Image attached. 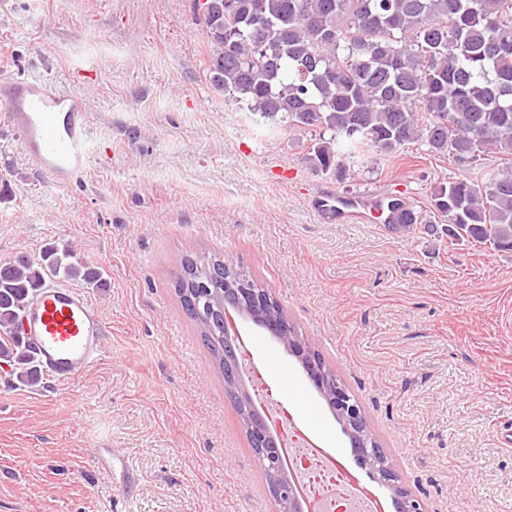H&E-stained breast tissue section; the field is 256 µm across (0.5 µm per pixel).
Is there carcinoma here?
<instances>
[{
    "label": "carcinoma",
    "instance_id": "carcinoma-1",
    "mask_svg": "<svg viewBox=\"0 0 512 512\" xmlns=\"http://www.w3.org/2000/svg\"><path fill=\"white\" fill-rule=\"evenodd\" d=\"M207 43L206 78L224 100L310 133L306 160L336 176L371 152L419 142L467 171L482 154L512 153V0H193ZM432 206L458 235L512 251V160L437 187ZM221 257L185 254L200 275L175 285L182 307L224 368ZM95 286L100 273L70 246L0 265V364L39 380L16 334L47 277Z\"/></svg>",
    "mask_w": 512,
    "mask_h": 512
}]
</instances>
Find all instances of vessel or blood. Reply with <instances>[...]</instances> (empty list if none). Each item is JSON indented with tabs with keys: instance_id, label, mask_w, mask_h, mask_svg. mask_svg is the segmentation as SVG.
Instances as JSON below:
<instances>
[{
	"instance_id": "1",
	"label": "vessel or blood",
	"mask_w": 512,
	"mask_h": 512,
	"mask_svg": "<svg viewBox=\"0 0 512 512\" xmlns=\"http://www.w3.org/2000/svg\"><path fill=\"white\" fill-rule=\"evenodd\" d=\"M0 117L16 133L37 170L60 187L76 183L93 153L89 116L81 100L49 78H22L0 88ZM313 207L331 224H411L413 207L393 194H324ZM107 324L86 295L43 281L20 316L19 334L43 371L58 382L74 381L104 354Z\"/></svg>"
}]
</instances>
